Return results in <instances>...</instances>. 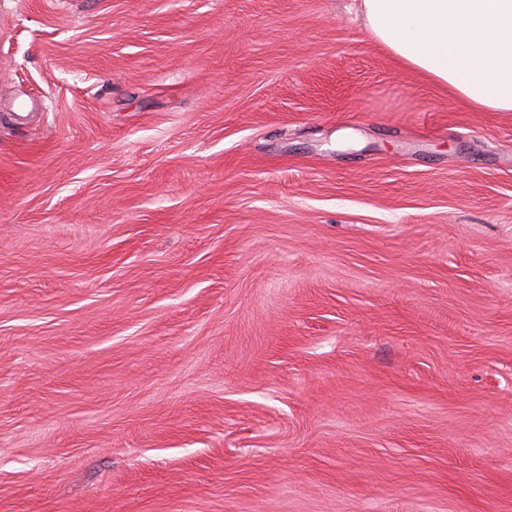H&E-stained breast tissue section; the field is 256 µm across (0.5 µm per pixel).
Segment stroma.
I'll return each instance as SVG.
<instances>
[{
    "label": "stroma",
    "mask_w": 512,
    "mask_h": 512,
    "mask_svg": "<svg viewBox=\"0 0 512 512\" xmlns=\"http://www.w3.org/2000/svg\"><path fill=\"white\" fill-rule=\"evenodd\" d=\"M0 512H512V112L360 0H0Z\"/></svg>",
    "instance_id": "35a3bbf8"
}]
</instances>
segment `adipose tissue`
Returning <instances> with one entry per match:
<instances>
[{
  "label": "adipose tissue",
  "instance_id": "ef3b65f1",
  "mask_svg": "<svg viewBox=\"0 0 512 512\" xmlns=\"http://www.w3.org/2000/svg\"><path fill=\"white\" fill-rule=\"evenodd\" d=\"M374 38L481 112H512V0H362Z\"/></svg>",
  "mask_w": 512,
  "mask_h": 512
}]
</instances>
